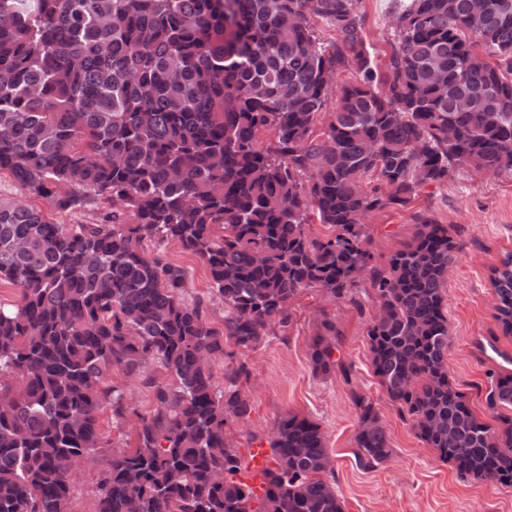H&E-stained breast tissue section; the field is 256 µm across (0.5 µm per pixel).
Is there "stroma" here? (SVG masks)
I'll list each match as a JSON object with an SVG mask.
<instances>
[{"instance_id":"stroma-1","label":"stroma","mask_w":512,"mask_h":512,"mask_svg":"<svg viewBox=\"0 0 512 512\" xmlns=\"http://www.w3.org/2000/svg\"><path fill=\"white\" fill-rule=\"evenodd\" d=\"M400 0H358L364 19L365 47L373 68L385 70L395 46L392 17ZM447 225L461 249L448 269V374L465 392L480 419L493 422L485 391L497 372L512 371V337L503 336L495 319L490 276L512 253V171L456 166L447 181L418 187L409 202L376 211L366 223L368 246L378 265L416 231L417 215ZM168 260L187 274L186 299L203 300L212 326L224 324V304L211 292L207 266L195 254L171 244ZM357 304L330 301L309 288L292 306L288 327L273 326L267 338L244 353L251 371L242 391L250 404L246 421L232 424L230 439L241 457L266 442L277 422L298 415L315 422L325 437L332 471L328 478L345 512H512V486L487 483L457 473L423 442L411 420L402 418L373 374L368 328L377 313L374 290L357 287ZM341 332L336 356L349 376L314 373L310 346L323 317ZM369 397L392 450L371 469L356 458L359 429L355 396Z\"/></svg>"}]
</instances>
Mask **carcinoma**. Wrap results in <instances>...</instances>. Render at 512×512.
Here are the masks:
<instances>
[{"label": "carcinoma", "instance_id": "cac0c4a2", "mask_svg": "<svg viewBox=\"0 0 512 512\" xmlns=\"http://www.w3.org/2000/svg\"><path fill=\"white\" fill-rule=\"evenodd\" d=\"M337 42L319 43L315 20ZM380 73L356 0H0V174L66 226L0 196V512H72L79 464L110 446L99 417L136 437L99 469L92 512H344L325 475L320 427L289 416L269 440L258 492L227 442L249 414L246 362H216L286 327L306 288L356 302L365 280L380 315L368 330L379 385L418 436L475 479L512 485V372L485 391L483 422L448 376V267L459 244L421 217L380 266L364 221L442 183L471 156L512 171V0H409ZM356 81L333 88L349 65ZM336 112L315 126L328 96ZM272 138L264 140L266 134ZM331 228L311 236L312 217ZM175 243L209 269L224 328L183 299ZM495 319L512 336V254L492 270ZM316 374H347L324 319ZM158 364L171 377L149 372ZM148 389L142 414L112 367ZM367 466L391 454L361 396Z\"/></svg>", "mask_w": 512, "mask_h": 512}]
</instances>
